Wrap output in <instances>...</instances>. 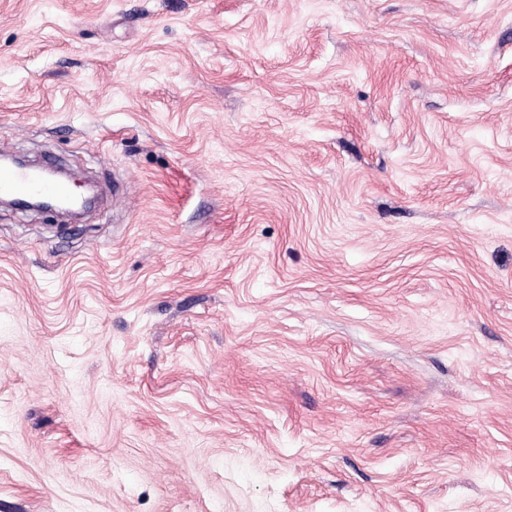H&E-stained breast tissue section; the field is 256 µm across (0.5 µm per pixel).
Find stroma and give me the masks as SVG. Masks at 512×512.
Masks as SVG:
<instances>
[{
	"label": "stroma",
	"mask_w": 512,
	"mask_h": 512,
	"mask_svg": "<svg viewBox=\"0 0 512 512\" xmlns=\"http://www.w3.org/2000/svg\"><path fill=\"white\" fill-rule=\"evenodd\" d=\"M0 512H512V0H0ZM66 187L52 181L45 180L37 171H15L0 168V194L11 195L15 198L26 197L31 193L66 195Z\"/></svg>",
	"instance_id": "1"
}]
</instances>
